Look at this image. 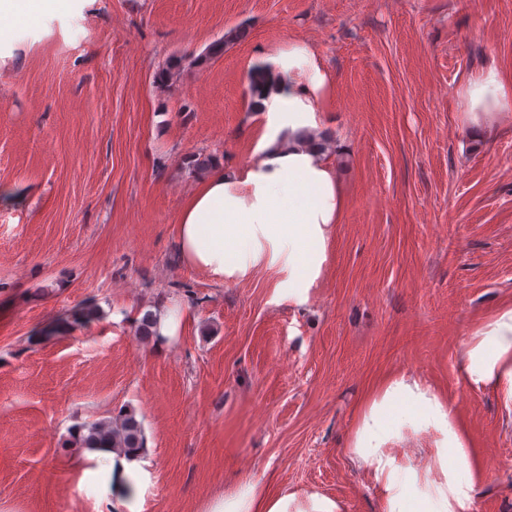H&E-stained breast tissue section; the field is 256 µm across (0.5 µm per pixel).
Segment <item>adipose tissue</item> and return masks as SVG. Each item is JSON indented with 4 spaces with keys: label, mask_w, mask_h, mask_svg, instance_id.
I'll return each mask as SVG.
<instances>
[{
    "label": "adipose tissue",
    "mask_w": 512,
    "mask_h": 512,
    "mask_svg": "<svg viewBox=\"0 0 512 512\" xmlns=\"http://www.w3.org/2000/svg\"><path fill=\"white\" fill-rule=\"evenodd\" d=\"M278 75L254 105L266 134L254 160L216 164L186 197L176 223L178 250L187 266L217 280L247 278L259 266L285 264L282 288L302 304L322 277L330 236L346 199L323 135L324 101L333 85L318 53L294 40L266 57ZM460 127L489 134L512 116V80L484 69L459 88ZM461 381L498 395L512 412V305L476 331L458 360ZM434 432L435 445L420 449L424 470L399 463L394 445L404 429ZM349 455L366 469L383 499V512H469L479 483L469 441L445 398L406 374L386 378L362 400ZM98 497L111 512H142L151 483L143 451H90ZM429 477L433 490L420 486ZM208 512H343L342 503L312 491L272 492L260 481L239 483L215 496Z\"/></svg>",
    "instance_id": "1"
}]
</instances>
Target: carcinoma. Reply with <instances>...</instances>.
Wrapping results in <instances>:
<instances>
[{
  "mask_svg": "<svg viewBox=\"0 0 512 512\" xmlns=\"http://www.w3.org/2000/svg\"><path fill=\"white\" fill-rule=\"evenodd\" d=\"M246 31L238 28L230 35L213 42L206 54L198 58L203 64L208 59L224 54V47L232 40L245 37ZM157 314L146 311L134 322V331L140 339L147 341L156 336ZM72 445L77 449H137L144 447L142 423L132 410L125 411L116 421H97L80 425L73 430Z\"/></svg>",
  "mask_w": 512,
  "mask_h": 512,
  "instance_id": "obj_1",
  "label": "carcinoma"
}]
</instances>
